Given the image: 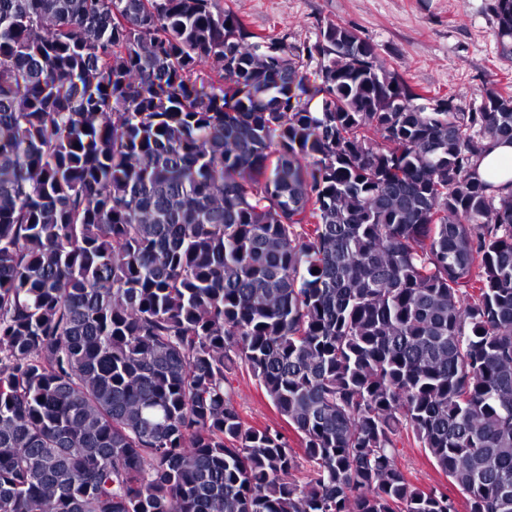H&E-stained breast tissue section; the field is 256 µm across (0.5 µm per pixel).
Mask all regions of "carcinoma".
<instances>
[{
    "instance_id": "obj_1",
    "label": "carcinoma",
    "mask_w": 512,
    "mask_h": 512,
    "mask_svg": "<svg viewBox=\"0 0 512 512\" xmlns=\"http://www.w3.org/2000/svg\"><path fill=\"white\" fill-rule=\"evenodd\" d=\"M276 42L224 0H0V512H458L406 441L512 512V191L477 171L512 88L423 112L342 23L311 89ZM233 386L235 388L234 405L241 417L257 428L270 426L281 429L288 436L295 451L302 456L303 451L295 442L293 432L276 412L264 392L257 387L254 380L245 372L237 373ZM398 449L399 465L412 482L422 487H447L448 493L454 494L446 477L434 467L421 448H417L413 443H405L404 447L400 445Z\"/></svg>"
}]
</instances>
